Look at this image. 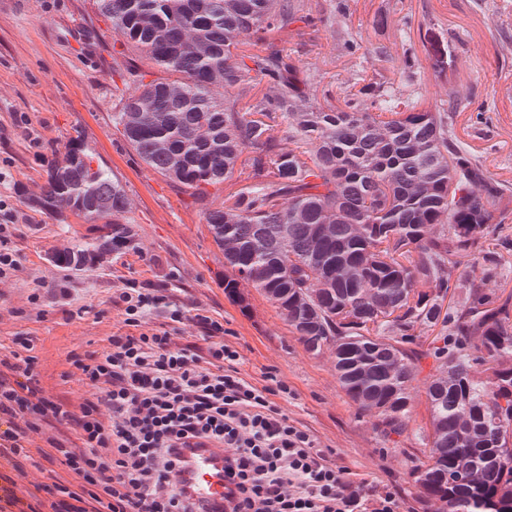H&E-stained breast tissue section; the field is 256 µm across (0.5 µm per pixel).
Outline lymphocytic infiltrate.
<instances>
[{"instance_id": "1", "label": "lymphocytic infiltrate", "mask_w": 512, "mask_h": 512, "mask_svg": "<svg viewBox=\"0 0 512 512\" xmlns=\"http://www.w3.org/2000/svg\"><path fill=\"white\" fill-rule=\"evenodd\" d=\"M119 301L133 331L72 357L76 409L38 387L28 342L0 358V512H400L391 490L346 476L289 422L275 403L286 383L273 374L262 386L241 377L240 354L221 325L197 315L206 349L181 346L170 332L139 330L165 302L158 290L128 288ZM52 421L69 440L30 448L31 434ZM194 448L223 450V506L187 487ZM40 459L79 478L45 488V509L14 491L16 477Z\"/></svg>"}]
</instances>
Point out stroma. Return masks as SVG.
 Returning a JSON list of instances; mask_svg holds the SVG:
<instances>
[{"label":"stroma","mask_w":512,"mask_h":512,"mask_svg":"<svg viewBox=\"0 0 512 512\" xmlns=\"http://www.w3.org/2000/svg\"><path fill=\"white\" fill-rule=\"evenodd\" d=\"M342 38L371 45L346 56L323 27L282 33L309 71L325 81L383 76L393 88L412 87L434 106L456 96L461 140L487 157L490 170L512 181V109L497 105L499 84L512 78V0H317ZM110 22L93 0H0V225L7 227L17 270L0 281V346L14 338L34 345V375L56 399L77 406L70 358L103 349L127 333L115 298L125 288H157L171 306L209 316L239 351L243 378L263 384L276 374L290 388L275 402L290 423L328 448L337 466L389 488L402 512H426L408 479L423 458L429 431L422 387L412 392L409 430L385 437L377 419L359 412L341 390L330 353L307 352L279 310L250 291L240 303L224 291V258L191 195L148 168L112 126L118 89L128 69L149 70L136 54L113 52ZM483 107L487 120L469 116ZM82 136L95 163L124 187L134 248L107 262L69 272L53 251L97 237L96 225L61 224L22 203L21 188L44 180V161ZM38 301H31L32 292Z\"/></svg>","instance_id":"35a3bbf8"}]
</instances>
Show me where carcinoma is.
<instances>
[{
	"label": "carcinoma",
	"mask_w": 512,
	"mask_h": 512,
	"mask_svg": "<svg viewBox=\"0 0 512 512\" xmlns=\"http://www.w3.org/2000/svg\"><path fill=\"white\" fill-rule=\"evenodd\" d=\"M94 2L121 46L167 73H130L114 126L199 199L224 186L205 208L224 289L259 291L307 352L330 351L341 389L386 437L408 431L416 332L438 329L427 452L409 476L438 512H512V293L490 287L512 254V184L457 139L456 107L376 78L317 90L274 37L323 22L308 0ZM45 173L28 205L105 229L54 252L57 267L135 247L125 190L81 137ZM237 174L249 185L235 188Z\"/></svg>",
	"instance_id": "cac0c4a2"
}]
</instances>
